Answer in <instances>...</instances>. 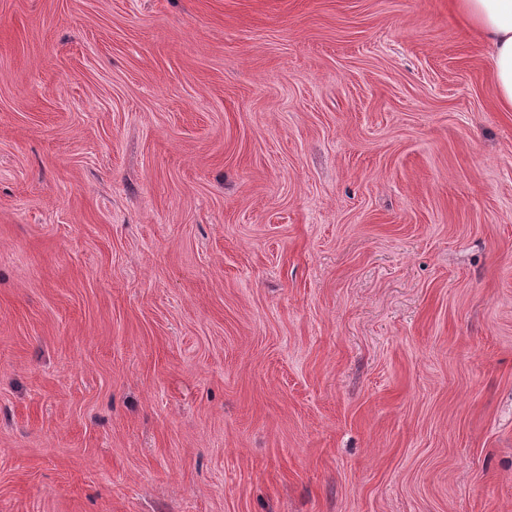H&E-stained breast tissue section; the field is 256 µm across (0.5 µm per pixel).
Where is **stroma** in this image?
<instances>
[{
    "mask_svg": "<svg viewBox=\"0 0 512 512\" xmlns=\"http://www.w3.org/2000/svg\"><path fill=\"white\" fill-rule=\"evenodd\" d=\"M0 512H512L450 0H0Z\"/></svg>",
    "mask_w": 512,
    "mask_h": 512,
    "instance_id": "1",
    "label": "stroma"
}]
</instances>
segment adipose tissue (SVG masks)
Wrapping results in <instances>:
<instances>
[{"label":"adipose tissue","instance_id":"obj_1","mask_svg":"<svg viewBox=\"0 0 512 512\" xmlns=\"http://www.w3.org/2000/svg\"><path fill=\"white\" fill-rule=\"evenodd\" d=\"M452 5L490 45L498 104L512 112V0H452Z\"/></svg>","mask_w":512,"mask_h":512}]
</instances>
